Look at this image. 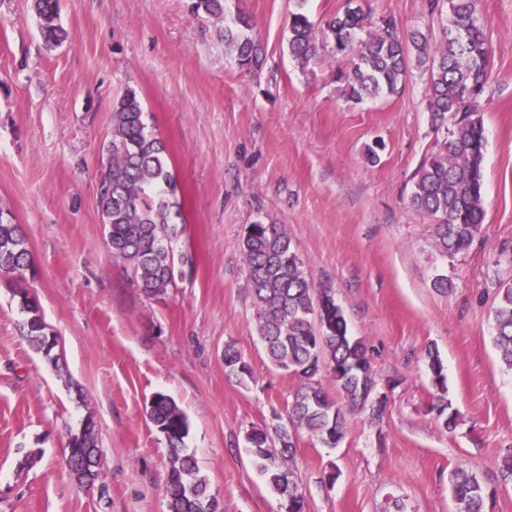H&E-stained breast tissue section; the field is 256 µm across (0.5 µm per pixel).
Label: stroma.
Instances as JSON below:
<instances>
[{
	"label": "stroma",
	"instance_id": "stroma-1",
	"mask_svg": "<svg viewBox=\"0 0 512 512\" xmlns=\"http://www.w3.org/2000/svg\"><path fill=\"white\" fill-rule=\"evenodd\" d=\"M190 4L59 0L71 40L50 50L32 0H0V218L25 230V287L59 356L26 340L17 283L0 276V512H167L165 442L145 415L157 392L186 413L188 451L224 512H280L245 441L285 416L299 384L270 365L255 330L238 242L260 219L282 224L309 278L331 289L385 396L380 415L348 413L338 447L298 438L292 465L308 512H454L456 468L485 486L486 512H512L499 469L512 452V371L493 339L498 289L512 284V0L481 3L493 49L476 100L485 218L471 247L448 257L409 204L415 171L445 137L431 125L423 70L409 68L400 94L356 104L338 78L347 59L323 52L302 66L288 49L291 12L320 29L347 0H229L265 47L257 71L225 55L220 23ZM363 8L405 32L436 36L443 24L428 0ZM127 88L176 176L179 260L158 298L112 257L97 208L112 100ZM440 276L448 292L434 288ZM228 344L255 382L226 375ZM429 346L446 369L450 431L435 410ZM89 415L102 464L90 488L65 466Z\"/></svg>",
	"mask_w": 512,
	"mask_h": 512
}]
</instances>
